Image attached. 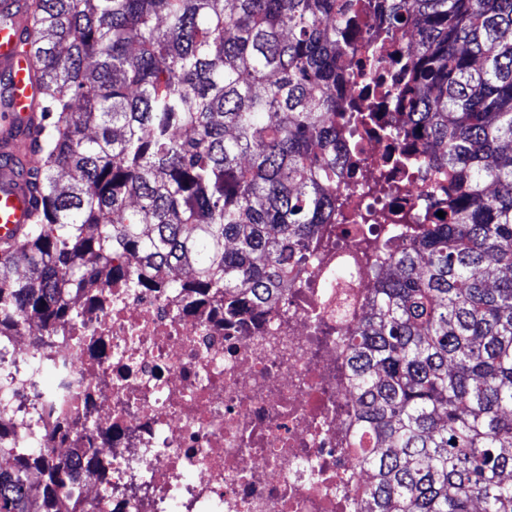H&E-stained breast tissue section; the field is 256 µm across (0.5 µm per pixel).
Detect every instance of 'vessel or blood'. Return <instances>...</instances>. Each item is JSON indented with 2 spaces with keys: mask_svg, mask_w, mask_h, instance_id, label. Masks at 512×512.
<instances>
[{
  "mask_svg": "<svg viewBox=\"0 0 512 512\" xmlns=\"http://www.w3.org/2000/svg\"><path fill=\"white\" fill-rule=\"evenodd\" d=\"M26 24L23 0H0V108L9 121L0 126V251L14 249L26 235L37 208L31 183L37 154L33 133L41 120L29 59L18 49Z\"/></svg>",
  "mask_w": 512,
  "mask_h": 512,
  "instance_id": "obj_1",
  "label": "vessel or blood"
}]
</instances>
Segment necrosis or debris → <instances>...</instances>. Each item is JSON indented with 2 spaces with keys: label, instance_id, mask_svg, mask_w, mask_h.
I'll use <instances>...</instances> for the list:
<instances>
[{
  "label": "necrosis or debris",
  "instance_id": "1",
  "mask_svg": "<svg viewBox=\"0 0 512 512\" xmlns=\"http://www.w3.org/2000/svg\"><path fill=\"white\" fill-rule=\"evenodd\" d=\"M371 27L356 36L348 103L372 108L403 78L394 39L370 62ZM338 193L353 212L372 201L384 173L399 188L375 234L337 225L333 246L315 242L263 317L235 323L185 293L131 287L85 290L77 317L36 328L44 342L0 341V425L13 448H54L106 462L104 479L73 472L83 504L98 512H356L363 483L348 453L356 400L344 341L370 310L376 277L428 210L424 172L406 178L399 142L374 127L345 134ZM53 364L62 386L38 379Z\"/></svg>",
  "mask_w": 512,
  "mask_h": 512
}]
</instances>
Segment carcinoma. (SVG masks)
<instances>
[{"mask_svg":"<svg viewBox=\"0 0 512 512\" xmlns=\"http://www.w3.org/2000/svg\"><path fill=\"white\" fill-rule=\"evenodd\" d=\"M408 29L412 165L448 172L444 217L391 257L345 350L358 512H512V0H376ZM45 122L40 211L0 254V337L73 315L90 283L176 288L266 315L336 223V114L356 0H28ZM123 254L130 267L112 265ZM59 458L0 472V512L70 496Z\"/></svg>","mask_w":512,"mask_h":512,"instance_id":"carcinoma-1","label":"carcinoma"}]
</instances>
